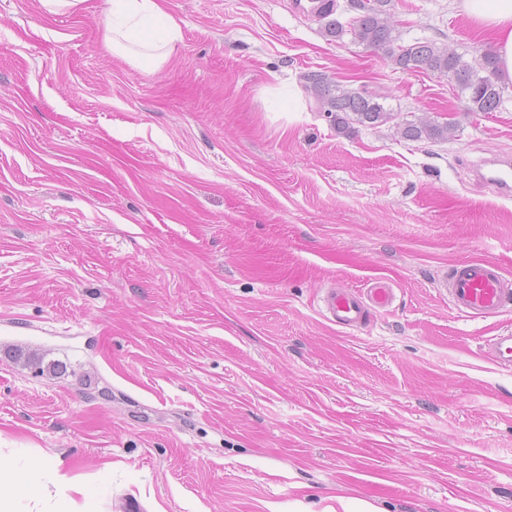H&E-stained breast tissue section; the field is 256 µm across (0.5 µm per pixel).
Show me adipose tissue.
I'll return each instance as SVG.
<instances>
[{
  "label": "adipose tissue",
  "instance_id": "adipose-tissue-1",
  "mask_svg": "<svg viewBox=\"0 0 512 512\" xmlns=\"http://www.w3.org/2000/svg\"><path fill=\"white\" fill-rule=\"evenodd\" d=\"M103 21L114 55L129 59L144 54L163 62L180 39L178 22L158 0H107ZM461 7L474 28L490 33L496 43L501 78L512 82V0H462ZM78 495L66 512H94V503L112 493V466L104 464L97 482L87 485L46 461L19 463L0 453V512H15L17 498L40 503L48 486Z\"/></svg>",
  "mask_w": 512,
  "mask_h": 512
}]
</instances>
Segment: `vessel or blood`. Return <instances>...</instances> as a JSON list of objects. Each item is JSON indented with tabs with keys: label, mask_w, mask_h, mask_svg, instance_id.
<instances>
[{
	"label": "vessel or blood",
	"mask_w": 512,
	"mask_h": 512,
	"mask_svg": "<svg viewBox=\"0 0 512 512\" xmlns=\"http://www.w3.org/2000/svg\"><path fill=\"white\" fill-rule=\"evenodd\" d=\"M479 176L498 195L512 196V158L486 159L479 167ZM441 289L453 306L466 314L492 316L512 307V284L503 277L500 267L489 260L457 263ZM394 298L392 286L383 280L355 291L331 287L324 289L320 309L329 323L353 329L364 325L371 312L390 306ZM483 352L491 362L511 366L512 330L486 340Z\"/></svg>",
	"instance_id": "obj_1"
}]
</instances>
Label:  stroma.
I'll return each mask as SVG.
<instances>
[{
  "label": "stroma",
  "mask_w": 512,
  "mask_h": 512,
  "mask_svg": "<svg viewBox=\"0 0 512 512\" xmlns=\"http://www.w3.org/2000/svg\"><path fill=\"white\" fill-rule=\"evenodd\" d=\"M460 0H392L402 44L494 49ZM160 65L113 55L105 0H0V452L61 462L97 512H512V310L459 313L460 260L512 281V199L472 166L512 156L499 111L327 40L292 0H163ZM309 71L382 96L338 132ZM454 122L412 142L398 124ZM384 278L357 330L324 288ZM485 357L491 362L504 367L512 365V330H507L485 341Z\"/></svg>",
  "instance_id": "obj_1"
}]
</instances>
